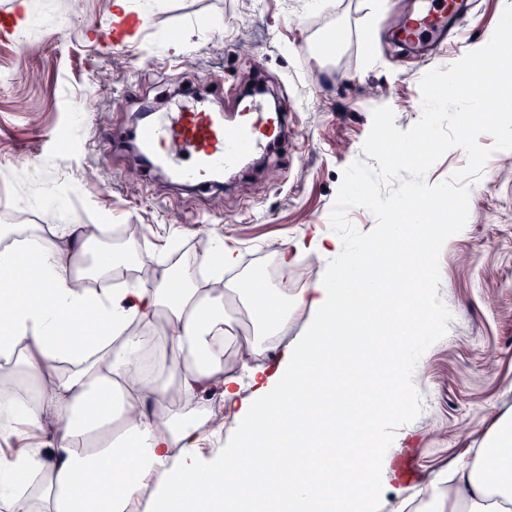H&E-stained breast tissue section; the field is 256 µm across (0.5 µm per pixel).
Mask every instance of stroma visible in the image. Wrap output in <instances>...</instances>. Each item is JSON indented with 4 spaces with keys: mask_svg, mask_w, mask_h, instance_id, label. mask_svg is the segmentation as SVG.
<instances>
[{
    "mask_svg": "<svg viewBox=\"0 0 512 512\" xmlns=\"http://www.w3.org/2000/svg\"><path fill=\"white\" fill-rule=\"evenodd\" d=\"M18 4L27 38L0 40V225L10 213L44 236L57 224H136L140 257H196L223 242L237 248L238 272L261 271L308 226L332 235L342 174L363 155L374 108L390 107L404 131L422 116L429 67L389 39L393 8L414 0H129L146 24L121 49L90 32L114 0ZM252 83L290 106L288 131L220 185L169 181L124 144L99 150L174 85L221 111ZM435 264L442 330L414 355L412 410L386 430L388 444L414 440L396 458L410 466L409 492L473 455L512 413V150L471 182L466 231Z\"/></svg>",
    "mask_w": 512,
    "mask_h": 512,
    "instance_id": "obj_1",
    "label": "stroma"
}]
</instances>
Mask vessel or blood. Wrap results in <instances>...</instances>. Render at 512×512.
<instances>
[{"label": "vessel or blood", "mask_w": 512, "mask_h": 512, "mask_svg": "<svg viewBox=\"0 0 512 512\" xmlns=\"http://www.w3.org/2000/svg\"><path fill=\"white\" fill-rule=\"evenodd\" d=\"M467 10L466 0H420L399 18L396 32L419 52L430 35L439 45L456 50L464 43ZM141 25V19L118 15L100 23L98 32L106 45L118 47L127 45ZM287 126V109L271 108L257 93L235 119L183 105L163 113H142L132 136L139 157L155 160L180 180L202 185L235 167L243 156L266 152L275 144V133Z\"/></svg>", "instance_id": "vessel-or-blood-1"}]
</instances>
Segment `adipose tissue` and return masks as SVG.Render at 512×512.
<instances>
[{
  "mask_svg": "<svg viewBox=\"0 0 512 512\" xmlns=\"http://www.w3.org/2000/svg\"><path fill=\"white\" fill-rule=\"evenodd\" d=\"M459 224H388L349 247L319 231L290 240L281 266L312 253L324 277L290 293L251 280L208 288L199 270L235 267L217 247L195 265L157 263L149 288L91 289L133 242L60 224L25 248L0 246V507L5 512H406L383 433L406 409L411 346L435 338L434 257ZM240 303L249 351L272 360L229 372ZM308 321L288 334L294 315ZM24 365L35 397L14 378ZM220 387L232 445L211 448ZM235 460L227 468V460ZM420 512H512V415L473 464L435 474Z\"/></svg>",
  "mask_w": 512,
  "mask_h": 512,
  "instance_id": "adipose-tissue-1",
  "label": "adipose tissue"
}]
</instances>
